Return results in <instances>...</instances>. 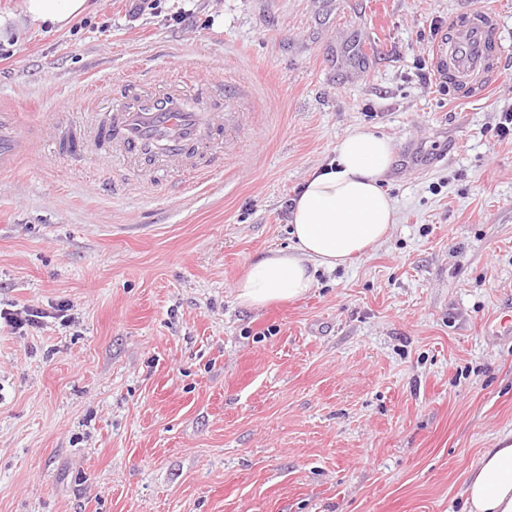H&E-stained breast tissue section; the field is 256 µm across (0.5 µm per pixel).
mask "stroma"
Here are the masks:
<instances>
[{
	"mask_svg": "<svg viewBox=\"0 0 512 512\" xmlns=\"http://www.w3.org/2000/svg\"><path fill=\"white\" fill-rule=\"evenodd\" d=\"M496 9L508 76L468 100L432 44ZM246 93L213 173L61 155L132 85ZM38 141L0 176V512H462L512 435V0H92L0 37ZM388 137L387 240L302 298L236 299L346 134ZM46 317H49L47 312L38 308L0 309V320L3 319L5 324L16 330L24 328L38 329L43 324V318Z\"/></svg>",
	"mask_w": 512,
	"mask_h": 512,
	"instance_id": "1",
	"label": "stroma"
}]
</instances>
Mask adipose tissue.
Listing matches in <instances>:
<instances>
[{"label": "adipose tissue", "mask_w": 512, "mask_h": 512, "mask_svg": "<svg viewBox=\"0 0 512 512\" xmlns=\"http://www.w3.org/2000/svg\"><path fill=\"white\" fill-rule=\"evenodd\" d=\"M89 0H24L31 25L61 30L89 13ZM391 141L368 131L345 136L336 156L308 176L292 208L293 246L252 263L237 282L238 302L261 308L305 296L319 268L334 269L382 244L395 223L393 199L381 186ZM467 512H512V440L486 449L466 481Z\"/></svg>", "instance_id": "adipose-tissue-1"}]
</instances>
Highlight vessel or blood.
I'll list each match as a JSON object with an SVG mask.
<instances>
[{
    "mask_svg": "<svg viewBox=\"0 0 512 512\" xmlns=\"http://www.w3.org/2000/svg\"><path fill=\"white\" fill-rule=\"evenodd\" d=\"M502 49L499 20L487 8H465L448 19L443 37L432 47V64L442 82H455L467 97L479 95L501 79ZM227 102L212 101L188 108L178 90L141 100L120 101L106 117L99 133L125 156L143 166L156 159L180 160L197 152L206 136L224 132L233 118ZM33 131L23 126L19 113L0 111V173L14 171L28 155Z\"/></svg>",
    "mask_w": 512,
    "mask_h": 512,
    "instance_id": "obj_1",
    "label": "vessel or blood"
}]
</instances>
